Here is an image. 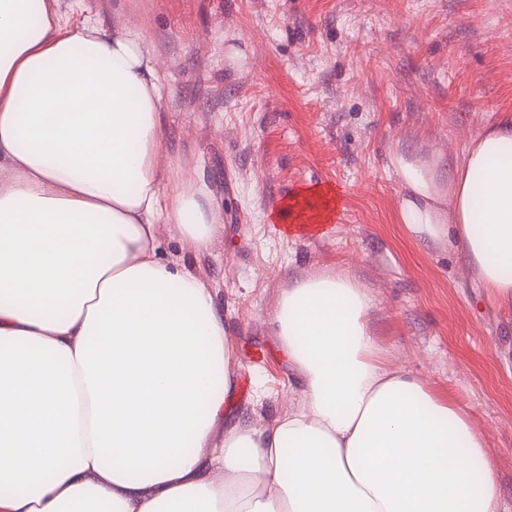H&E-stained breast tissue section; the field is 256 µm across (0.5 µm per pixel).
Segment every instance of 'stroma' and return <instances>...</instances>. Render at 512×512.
I'll return each instance as SVG.
<instances>
[{"instance_id":"35a3bbf8","label":"stroma","mask_w":512,"mask_h":512,"mask_svg":"<svg viewBox=\"0 0 512 512\" xmlns=\"http://www.w3.org/2000/svg\"><path fill=\"white\" fill-rule=\"evenodd\" d=\"M72 19L136 24L164 64L170 158L204 175L220 219L209 249L164 254L217 288L235 378L230 418L275 417L294 386L275 332L285 288L348 270L374 336L486 439L512 512V309L490 305L446 244L397 222L393 150L438 155L512 118V0H61ZM334 187L318 235L274 220L292 194Z\"/></svg>"}]
</instances>
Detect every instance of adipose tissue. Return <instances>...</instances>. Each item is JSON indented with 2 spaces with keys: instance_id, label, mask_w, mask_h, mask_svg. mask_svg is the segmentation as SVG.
<instances>
[{
  "instance_id": "adipose-tissue-1",
  "label": "adipose tissue",
  "mask_w": 512,
  "mask_h": 512,
  "mask_svg": "<svg viewBox=\"0 0 512 512\" xmlns=\"http://www.w3.org/2000/svg\"><path fill=\"white\" fill-rule=\"evenodd\" d=\"M165 88L142 31L0 0V512H501L483 434L389 363L343 273L281 298L300 400L225 427L224 312L161 249L165 229L206 251L218 222L204 176L167 159ZM391 163L398 223L512 306V121L451 175ZM338 203L307 187L285 210L326 224Z\"/></svg>"
}]
</instances>
